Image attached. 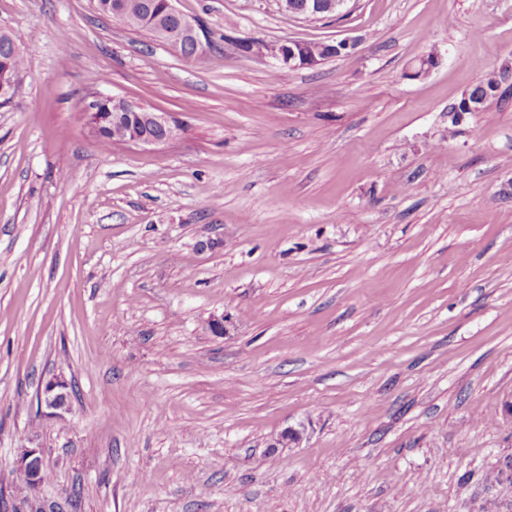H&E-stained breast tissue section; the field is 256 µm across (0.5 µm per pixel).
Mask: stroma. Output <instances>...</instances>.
Returning <instances> with one entry per match:
<instances>
[{
    "mask_svg": "<svg viewBox=\"0 0 512 512\" xmlns=\"http://www.w3.org/2000/svg\"><path fill=\"white\" fill-rule=\"evenodd\" d=\"M175 5L199 59L93 0H0L25 58L0 106V512H512V95L448 126L512 65V0ZM251 39L355 48L284 69ZM99 94L180 130L101 151ZM322 1H329L323 5ZM279 8L285 13L294 12L307 17H318L322 8L331 13V16H342L346 14V7L349 0H277ZM66 388L61 380L49 381L45 385L44 399H40V404L44 402L46 408L53 410H61L66 407L67 394L63 391ZM24 480L39 486L45 471L42 452L38 448H24L17 461Z\"/></svg>",
    "mask_w": 512,
    "mask_h": 512,
    "instance_id": "stroma-1",
    "label": "stroma"
}]
</instances>
